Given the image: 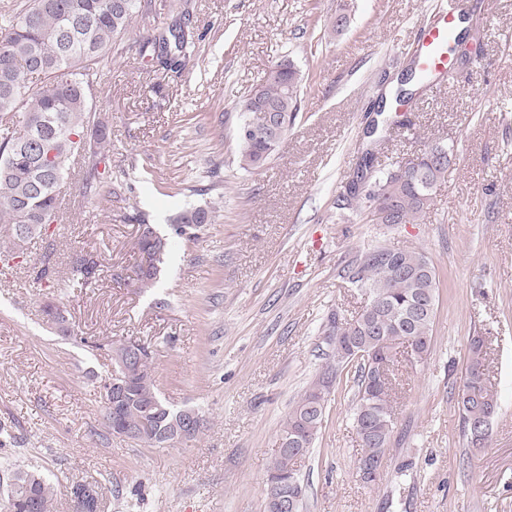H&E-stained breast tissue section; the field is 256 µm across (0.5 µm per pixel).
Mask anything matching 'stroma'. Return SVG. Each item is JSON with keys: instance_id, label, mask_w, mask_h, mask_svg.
I'll list each match as a JSON object with an SVG mask.
<instances>
[{"instance_id": "stroma-1", "label": "stroma", "mask_w": 512, "mask_h": 512, "mask_svg": "<svg viewBox=\"0 0 512 512\" xmlns=\"http://www.w3.org/2000/svg\"><path fill=\"white\" fill-rule=\"evenodd\" d=\"M447 2L194 0L206 37L189 71L123 41L92 99L112 131L111 210L71 187L52 238L27 243L25 262L0 274V481L40 471L55 512H72V486L92 480L101 512H263L280 426L333 364L327 319L363 302L345 271L385 246L422 251L436 268L431 352L395 365V428L374 485L357 470L355 366L338 367L299 467L303 512H512V0H458L481 22V64L417 93L408 127L377 110ZM283 57L302 75V110L263 167L241 170L236 105ZM436 140L456 159L419 223L379 224L368 201L345 200L365 152L388 171ZM189 205L216 207L217 219L169 253L154 288L102 279L63 299L74 336L52 332L43 261L62 275L85 249L103 267H133L137 217L165 234ZM477 334L499 404L478 451L457 407ZM120 339L149 345L163 398L202 415L198 439L150 447L105 428L104 346Z\"/></svg>"}]
</instances>
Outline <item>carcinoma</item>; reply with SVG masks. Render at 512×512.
<instances>
[{
  "mask_svg": "<svg viewBox=\"0 0 512 512\" xmlns=\"http://www.w3.org/2000/svg\"><path fill=\"white\" fill-rule=\"evenodd\" d=\"M165 11L174 16L173 23L152 28L140 53H151L165 68H186L194 61L198 40L190 26V0H26L23 7L0 14V254L15 258L24 244L48 233L59 218L66 170L78 160L85 165L82 195L98 205L112 201V177L98 171L100 166L109 168L111 131L93 112L90 95L100 84L116 40ZM301 81L294 63L282 59L239 102L234 146L240 168L256 170L272 156L279 146L272 140L274 129L281 127L286 134L298 117ZM261 106L268 110L265 121L257 117ZM251 124L255 130L244 132ZM453 158V147L436 141L419 152L413 172L403 176L376 168L375 154L368 151L359 162L352 198L381 202L374 212L379 224H415L434 206L437 187L448 177ZM213 219L214 211L187 206L169 217L167 236L141 219L134 242L140 261L133 274L105 271L92 253L81 252L71 261L66 285L92 288L105 273L117 283L131 280L139 288H152L172 246L195 241ZM348 280L361 291L374 292L377 304L363 305L351 321L330 316L329 344L337 364L329 366L288 413L280 429L288 448L278 450L269 468L268 480L294 495L295 512L303 509L297 457L307 454L317 438L337 366L354 361L351 348L368 344L373 361L389 369L397 348H412L411 362L420 364L432 346L437 274L423 252L374 247L349 269ZM131 345L140 356L128 365L125 399L113 405L112 377L103 381L105 426L118 436L159 447L163 438L173 439L193 409L173 408L162 399L148 347L116 341L109 351L123 352ZM355 384L358 461L372 467L367 484L375 485L394 430L393 383L379 379L373 366L360 359ZM457 405L467 443L483 447L499 405L487 386L482 336L469 340ZM77 489L82 512H99L98 484L88 482ZM52 497V486L41 473L18 469L0 491V512H51Z\"/></svg>",
  "mask_w": 512,
  "mask_h": 512,
  "instance_id": "carcinoma-1",
  "label": "carcinoma"
}]
</instances>
